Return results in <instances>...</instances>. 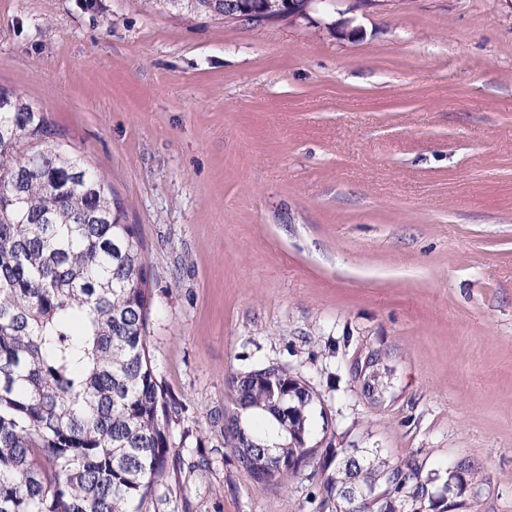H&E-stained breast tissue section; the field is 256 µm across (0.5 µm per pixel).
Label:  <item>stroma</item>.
<instances>
[{
	"mask_svg": "<svg viewBox=\"0 0 512 512\" xmlns=\"http://www.w3.org/2000/svg\"><path fill=\"white\" fill-rule=\"evenodd\" d=\"M353 19L345 40L332 17ZM0 88L47 113L137 228L180 406L151 512H309L224 439L268 363L333 445L481 470L512 512V0H381L243 26L143 0H0ZM375 351L381 402L350 367Z\"/></svg>",
	"mask_w": 512,
	"mask_h": 512,
	"instance_id": "obj_1",
	"label": "stroma"
}]
</instances>
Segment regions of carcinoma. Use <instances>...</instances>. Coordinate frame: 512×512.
<instances>
[{
  "mask_svg": "<svg viewBox=\"0 0 512 512\" xmlns=\"http://www.w3.org/2000/svg\"><path fill=\"white\" fill-rule=\"evenodd\" d=\"M224 16V0H162ZM150 289L136 226L104 177L25 99L0 91V512H147L169 469L170 406L148 348ZM381 356L351 367L378 393ZM224 433L261 486L312 471L310 512H448L480 480L464 461L434 491L438 470L417 449L390 464L354 448H316V392L278 364L231 379ZM455 491L457 501L446 493Z\"/></svg>",
  "mask_w": 512,
  "mask_h": 512,
  "instance_id": "cac0c4a2",
  "label": "carcinoma"
}]
</instances>
